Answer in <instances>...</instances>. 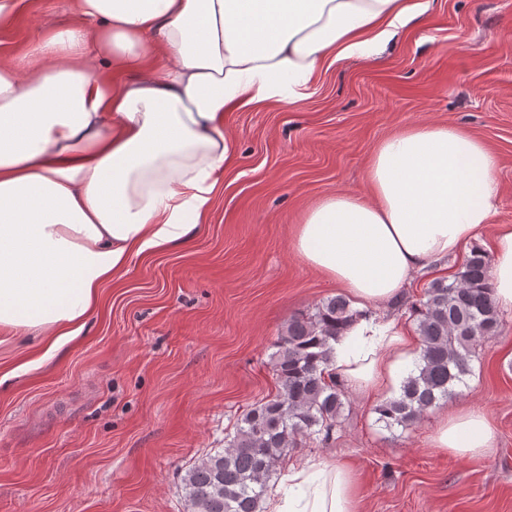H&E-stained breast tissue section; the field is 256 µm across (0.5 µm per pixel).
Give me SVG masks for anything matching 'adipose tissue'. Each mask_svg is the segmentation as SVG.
<instances>
[{"label":"adipose tissue","instance_id":"ef3b65f1","mask_svg":"<svg viewBox=\"0 0 512 512\" xmlns=\"http://www.w3.org/2000/svg\"><path fill=\"white\" fill-rule=\"evenodd\" d=\"M427 9L428 0H74L81 26L21 62L0 61V332L37 333L51 352L77 335L133 257L168 250L201 223L235 158L228 113L298 103L326 63L373 56ZM152 47L161 66L141 68ZM107 59L132 77H98ZM495 168L465 129H398L370 158L369 196L319 199L293 250L360 309L379 307L413 271L478 243L497 212ZM489 252L493 300L512 313V225L497 226ZM407 346L404 324L366 314L333 344L336 379L378 391ZM493 441L476 410L444 416L432 437L461 456ZM288 482L294 492L272 495L266 512H359L349 469L304 464Z\"/></svg>","mask_w":512,"mask_h":512}]
</instances>
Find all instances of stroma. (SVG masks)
<instances>
[{
    "instance_id": "1",
    "label": "stroma",
    "mask_w": 512,
    "mask_h": 512,
    "mask_svg": "<svg viewBox=\"0 0 512 512\" xmlns=\"http://www.w3.org/2000/svg\"><path fill=\"white\" fill-rule=\"evenodd\" d=\"M0 24V60L78 26L73 0H20ZM236 159L191 239L133 258L105 283L78 336L45 354L35 336L0 340V512H185L181 478L244 412L276 392L271 356L289 319L339 295L292 248L306 209L365 195L375 146L415 123L459 126L496 158L495 223L512 225V0H430L377 56L328 63L290 106L228 117ZM462 258L412 275L379 309L415 329L429 283ZM419 353L376 394L346 391L328 444L291 459L350 468L360 512H512V316L478 347L454 393L405 429L379 422ZM482 412L492 450L432 445L440 419Z\"/></svg>"
}]
</instances>
